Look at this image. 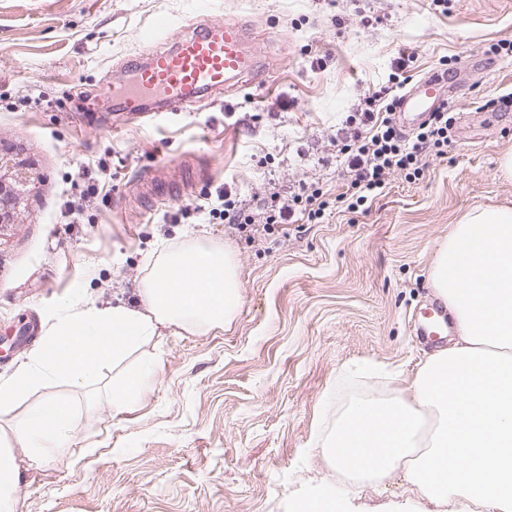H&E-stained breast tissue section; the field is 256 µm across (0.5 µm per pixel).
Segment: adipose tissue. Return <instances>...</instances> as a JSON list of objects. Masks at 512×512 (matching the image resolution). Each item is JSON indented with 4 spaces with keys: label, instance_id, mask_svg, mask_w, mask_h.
<instances>
[{
    "label": "adipose tissue",
    "instance_id": "ef3b65f1",
    "mask_svg": "<svg viewBox=\"0 0 512 512\" xmlns=\"http://www.w3.org/2000/svg\"><path fill=\"white\" fill-rule=\"evenodd\" d=\"M431 284L456 319L454 343L430 354L407 388L355 401L323 445L347 474L376 478L404 468L430 500L465 499L485 512H512V207H479L438 247ZM140 305L59 301L40 345L0 382V414L28 400L0 427V512H15L20 465L64 462L75 433L73 405L32 401L47 381L76 391L102 387L122 413L154 384L147 350L162 329L222 328L242 304L239 260L220 244L161 246L139 290Z\"/></svg>",
    "mask_w": 512,
    "mask_h": 512
}]
</instances>
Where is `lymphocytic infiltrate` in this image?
<instances>
[{"label":"lymphocytic infiltrate","mask_w":512,"mask_h":512,"mask_svg":"<svg viewBox=\"0 0 512 512\" xmlns=\"http://www.w3.org/2000/svg\"><path fill=\"white\" fill-rule=\"evenodd\" d=\"M399 95V89L389 88L366 96L347 118L340 138L342 146L336 153L345 182L335 199L325 198L316 188L293 194L286 204L281 202L279 192H271L264 203L266 223L288 224L299 214L307 223L316 224L333 205L358 211L369 198L382 192L391 173L400 171L407 180L415 181L429 155H445L451 125L447 106H440L429 121L409 134L394 121Z\"/></svg>","instance_id":"lymphocytic-infiltrate-1"}]
</instances>
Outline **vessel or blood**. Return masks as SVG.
Listing matches in <instances>:
<instances>
[{
    "mask_svg": "<svg viewBox=\"0 0 512 512\" xmlns=\"http://www.w3.org/2000/svg\"><path fill=\"white\" fill-rule=\"evenodd\" d=\"M248 32L238 23H201L190 33L176 38L171 46L140 54L128 83L112 91V109L131 121L165 112H182L213 94L237 90L245 81L266 70L264 59L247 48ZM441 85L424 79L406 91L396 112L398 124L414 129L440 102ZM138 184L148 203L172 199L171 186L149 171ZM448 331V307L432 302L418 333L430 341Z\"/></svg>",
    "mask_w": 512,
    "mask_h": 512,
    "instance_id": "obj_1",
    "label": "vessel or blood"
}]
</instances>
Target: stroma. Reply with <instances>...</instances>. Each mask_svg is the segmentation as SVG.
<instances>
[{"instance_id": "stroma-1", "label": "stroma", "mask_w": 512, "mask_h": 512, "mask_svg": "<svg viewBox=\"0 0 512 512\" xmlns=\"http://www.w3.org/2000/svg\"><path fill=\"white\" fill-rule=\"evenodd\" d=\"M240 21L268 85L214 95L187 112L113 123L120 67L166 23L167 41L204 21ZM512 0H0V146L42 180L0 237V336H42L59 300L133 304L158 243L222 244L240 262L229 326L166 332L155 384L114 414L54 381L44 398L80 409L68 464L23 467L16 512H293L340 498L346 512H462L421 496L404 472L345 481L323 454L338 412L412 379L434 347L413 322L434 299V254L478 207H512ZM457 69L444 156L419 180L390 176L367 212L251 236L202 206L218 194L256 209L270 190L335 196L332 139L359 100ZM200 159L182 200L125 205L159 162ZM200 212L179 217L183 202Z\"/></svg>"}]
</instances>
